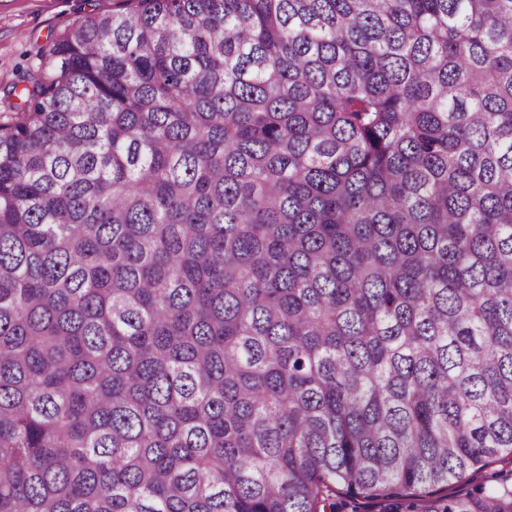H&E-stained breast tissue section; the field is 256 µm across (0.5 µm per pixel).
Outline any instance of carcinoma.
I'll list each match as a JSON object with an SVG mask.
<instances>
[{"instance_id":"cac0c4a2","label":"carcinoma","mask_w":512,"mask_h":512,"mask_svg":"<svg viewBox=\"0 0 512 512\" xmlns=\"http://www.w3.org/2000/svg\"><path fill=\"white\" fill-rule=\"evenodd\" d=\"M17 97L0 512H418L512 464V0H126ZM509 468H512V466L505 465L501 461H495L491 463L486 469H484V471L481 474H479L474 481H469L467 478H465L461 483L453 484L449 486L448 489H444L442 491L437 492V495L443 496L447 494H453L459 490H461L462 492L471 490L472 488L475 487L476 484L485 483L486 481L491 480V477L495 476V474H497L499 471ZM480 475H482V477H480Z\"/></svg>"}]
</instances>
